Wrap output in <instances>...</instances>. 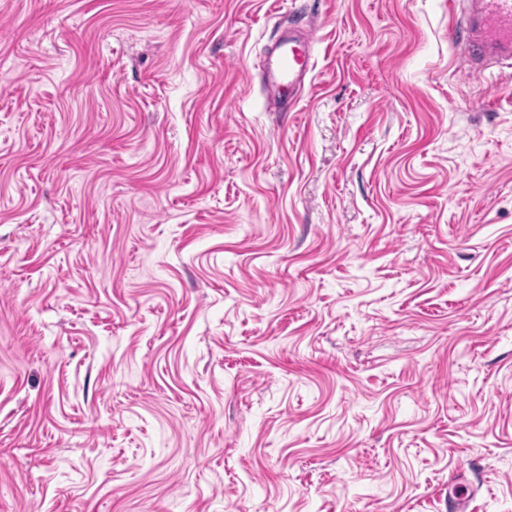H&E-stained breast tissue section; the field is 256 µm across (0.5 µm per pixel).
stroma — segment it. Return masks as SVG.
<instances>
[{
    "instance_id": "1",
    "label": "stroma",
    "mask_w": 512,
    "mask_h": 512,
    "mask_svg": "<svg viewBox=\"0 0 512 512\" xmlns=\"http://www.w3.org/2000/svg\"><path fill=\"white\" fill-rule=\"evenodd\" d=\"M451 29L0 0V512H512V68ZM301 41H304L303 46L298 45ZM313 68V40L300 30L291 29L281 52L267 58L264 77L289 102L297 103L304 92L306 78Z\"/></svg>"
}]
</instances>
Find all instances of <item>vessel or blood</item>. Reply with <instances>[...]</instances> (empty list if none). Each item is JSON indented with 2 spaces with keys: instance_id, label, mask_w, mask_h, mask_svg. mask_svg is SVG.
Listing matches in <instances>:
<instances>
[{
  "instance_id": "1",
  "label": "vessel or blood",
  "mask_w": 512,
  "mask_h": 512,
  "mask_svg": "<svg viewBox=\"0 0 512 512\" xmlns=\"http://www.w3.org/2000/svg\"><path fill=\"white\" fill-rule=\"evenodd\" d=\"M463 30L453 45L469 69L512 68V0H448ZM314 68L312 39L292 29L281 52L266 60L264 77L290 102H298Z\"/></svg>"
}]
</instances>
